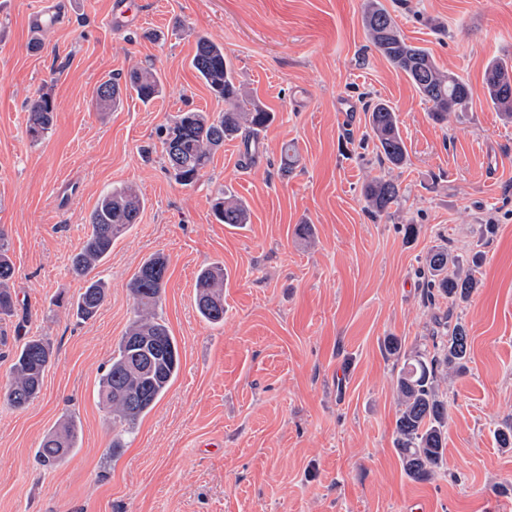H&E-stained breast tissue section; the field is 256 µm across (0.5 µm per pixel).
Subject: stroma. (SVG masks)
Wrapping results in <instances>:
<instances>
[{"mask_svg": "<svg viewBox=\"0 0 512 512\" xmlns=\"http://www.w3.org/2000/svg\"><path fill=\"white\" fill-rule=\"evenodd\" d=\"M38 2L0 0V229L17 297L0 320V389L27 337L48 339L55 359L31 405L0 402V512H512V449L495 437L512 424V123L483 91L487 63L512 57V0H379L408 41L471 85L467 111L442 124L370 43L366 0H136L141 23L128 29L107 26L113 0H55L69 19L41 32ZM200 34L274 120L252 150L225 142L184 187L159 130L190 109H224L190 66ZM145 63L162 96L99 111L97 84ZM42 93L54 125L35 142L26 103ZM371 98L399 116L403 168L380 166L366 144ZM376 176L401 192L378 217L362 194ZM121 184L145 206L113 243L106 300L84 322L71 258L98 199ZM221 190L247 204L244 228L215 220ZM442 243L479 253V286L428 306L419 273ZM155 253L168 260L159 313L181 368L116 449L96 390L134 317L128 283ZM213 263L224 267L219 326L195 306L197 274ZM448 312L470 360L440 383L446 450L418 482L394 447L400 364L385 344H424ZM64 421L75 446L42 466L40 443Z\"/></svg>", "mask_w": 512, "mask_h": 512, "instance_id": "35a3bbf8", "label": "stroma"}]
</instances>
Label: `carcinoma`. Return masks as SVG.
I'll list each match as a JSON object with an SVG mask.
<instances>
[{
	"label": "carcinoma",
	"mask_w": 512,
	"mask_h": 512,
	"mask_svg": "<svg viewBox=\"0 0 512 512\" xmlns=\"http://www.w3.org/2000/svg\"><path fill=\"white\" fill-rule=\"evenodd\" d=\"M364 25L375 49L410 81L420 97L431 104L430 116L448 121L451 112L466 110L473 93L462 77L443 70L430 52L413 45L401 34L394 18L377 0H366ZM197 76L225 109L218 113L181 112L161 132V144L174 180L182 186H194L210 166L224 142L241 138L245 152L258 142L272 121L268 112L237 83L232 63L224 47L205 35L197 37L196 51L190 61ZM484 90L492 105L512 119V59L490 62L484 73ZM162 93V81L151 66L131 70L121 79L110 77L95 89L97 105L112 111L123 97L134 95L149 103ZM29 135L39 140L50 132L54 106L40 95L28 103ZM368 138L373 142L375 160L388 168L402 167L408 157L395 110L382 100L367 107ZM369 211L387 212L400 199L398 184L377 177L363 189ZM145 202L131 185H120L101 196L93 209L90 234L72 256L73 273L86 286L76 301V315L92 319L105 299V285L98 268L112 250V243L138 223ZM216 219L230 227L249 223L245 203L221 191L212 205ZM5 234L0 230V317L12 316L15 302L10 281L14 275ZM457 266L448 275V264ZM168 261L161 254L147 258L134 274L129 290L135 303V316L112 353L109 367L97 390L99 404L112 418V447H121L120 438L134 433L139 420L164 396L180 371L178 344L158 313L166 285ZM425 297L429 304L445 296L463 301L475 288L471 274L464 271L463 260L444 243L433 249L425 261ZM196 308L213 325L224 323V267L202 268L197 278ZM466 329L460 322L438 323L424 348L403 354L396 378L399 416L396 421L395 448L406 475L415 481L430 479L442 461L448 429V404L438 391L448 371L464 369L469 356ZM53 351L42 338L28 339L16 354L12 379L0 397L9 406L24 409L38 396L46 369L52 364ZM75 431L65 424L46 436L39 448L44 466L57 465L68 457L74 445Z\"/></svg>",
	"instance_id": "obj_1"
}]
</instances>
